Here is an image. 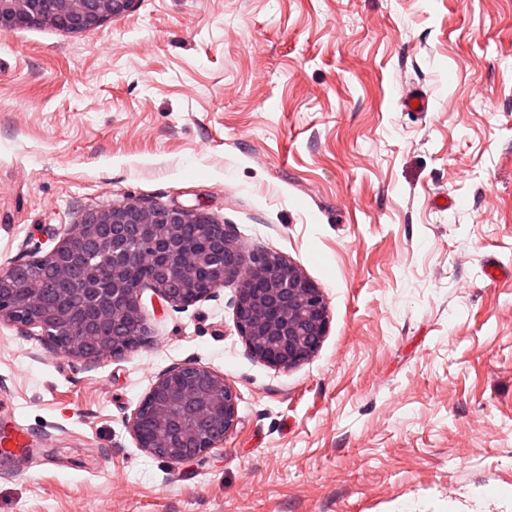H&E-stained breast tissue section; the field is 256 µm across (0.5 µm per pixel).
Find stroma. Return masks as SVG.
I'll return each mask as SVG.
<instances>
[{"label":"stroma","instance_id":"35a3bbf8","mask_svg":"<svg viewBox=\"0 0 512 512\" xmlns=\"http://www.w3.org/2000/svg\"><path fill=\"white\" fill-rule=\"evenodd\" d=\"M131 200L297 265L327 332L262 362L232 280L141 287L148 345L95 363L0 321V430L38 453L0 458V512H512V0H138L0 34V270ZM186 363L238 420L172 464L128 422Z\"/></svg>","mask_w":512,"mask_h":512}]
</instances>
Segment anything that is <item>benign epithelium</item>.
Wrapping results in <instances>:
<instances>
[{"label":"benign epithelium","mask_w":512,"mask_h":512,"mask_svg":"<svg viewBox=\"0 0 512 512\" xmlns=\"http://www.w3.org/2000/svg\"><path fill=\"white\" fill-rule=\"evenodd\" d=\"M136 0H0V32L17 26L52 23L71 32L99 27L108 19L133 11ZM205 224L204 246L183 242L168 251L164 244L178 238L182 224ZM112 249L110 288L96 313L78 319L71 311L46 314L38 307L36 286L0 291V320L35 325L41 340L59 349L57 326L69 327L71 343L63 353L97 362L104 355L124 353L125 320H138L137 345L148 343L140 314L138 289L132 286L134 267L149 264L153 288L167 303L189 306L227 280L238 282L236 328L252 355L288 369L308 357L326 334L327 307L320 289L290 262L259 249L245 254L223 224L205 212L179 205L146 206L127 201L97 212V220L80 233H65L41 261L46 269L66 273L77 250ZM238 417L237 395L224 376L185 364L162 374L129 421L139 448L170 463L203 460L224 443Z\"/></svg>","instance_id":"7a95c632"}]
</instances>
